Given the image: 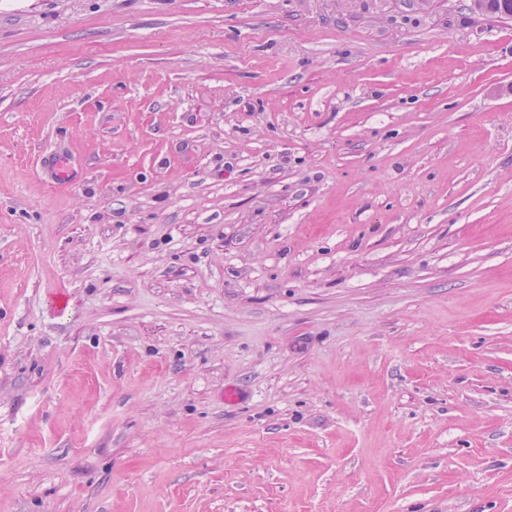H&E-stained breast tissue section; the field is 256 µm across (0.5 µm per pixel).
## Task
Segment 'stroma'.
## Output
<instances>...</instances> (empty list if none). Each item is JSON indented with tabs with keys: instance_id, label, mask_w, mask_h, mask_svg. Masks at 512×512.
Segmentation results:
<instances>
[{
	"instance_id": "obj_1",
	"label": "stroma",
	"mask_w": 512,
	"mask_h": 512,
	"mask_svg": "<svg viewBox=\"0 0 512 512\" xmlns=\"http://www.w3.org/2000/svg\"><path fill=\"white\" fill-rule=\"evenodd\" d=\"M0 512H512V20L0 0Z\"/></svg>"
}]
</instances>
